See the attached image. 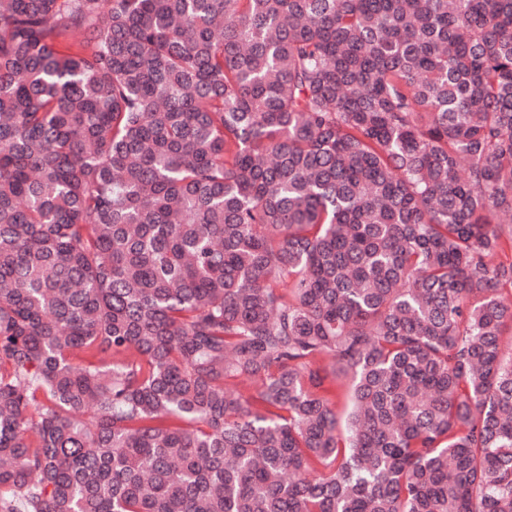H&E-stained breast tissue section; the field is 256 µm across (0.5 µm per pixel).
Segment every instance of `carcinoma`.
Segmentation results:
<instances>
[{"label":"carcinoma","mask_w":512,"mask_h":512,"mask_svg":"<svg viewBox=\"0 0 512 512\" xmlns=\"http://www.w3.org/2000/svg\"><path fill=\"white\" fill-rule=\"evenodd\" d=\"M512 0H0V512H512Z\"/></svg>","instance_id":"1"}]
</instances>
